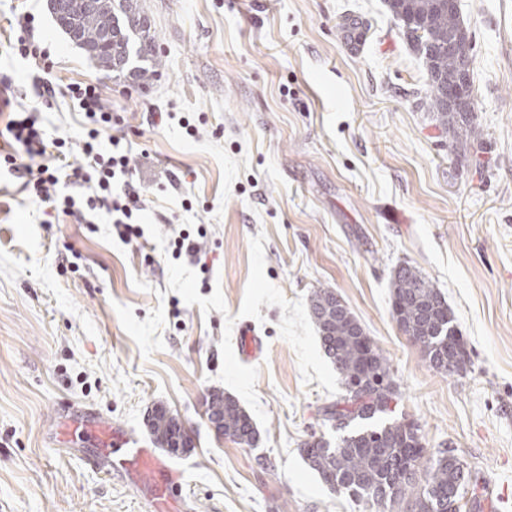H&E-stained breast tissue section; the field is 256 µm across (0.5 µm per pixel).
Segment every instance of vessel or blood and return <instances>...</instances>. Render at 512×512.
I'll list each match as a JSON object with an SVG mask.
<instances>
[{
  "label": "vessel or blood",
  "mask_w": 512,
  "mask_h": 512,
  "mask_svg": "<svg viewBox=\"0 0 512 512\" xmlns=\"http://www.w3.org/2000/svg\"><path fill=\"white\" fill-rule=\"evenodd\" d=\"M81 424L86 431L102 438L103 448L91 458L92 467L103 473L121 470L132 474L149 489L155 512H168L162 497L164 492L180 489V474L152 449L138 446L129 435L105 425L95 411H86Z\"/></svg>",
  "instance_id": "obj_1"
}]
</instances>
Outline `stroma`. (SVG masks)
Segmentation results:
<instances>
[{
  "label": "stroma",
  "instance_id": "obj_1",
  "mask_svg": "<svg viewBox=\"0 0 512 512\" xmlns=\"http://www.w3.org/2000/svg\"><path fill=\"white\" fill-rule=\"evenodd\" d=\"M163 65L146 84L108 77L55 25L47 0H0V99L40 103L11 54L17 19L59 87L96 83L132 144L142 237L80 224L21 189L0 162V512H150L124 474L92 469L85 409L182 474L186 512H376L329 492L300 455L335 439L323 409L343 393L310 314L329 288L387 357L393 419L475 478L462 512H512V0H459L472 34L480 136L466 160L425 105L428 77L385 0H138ZM364 22L347 54L344 16ZM41 118L83 159V116L57 97ZM195 135H188L187 126ZM196 258H172L180 234ZM444 295L470 353L431 369L391 315L396 267ZM261 353L239 355L240 334ZM214 392L255 421L248 448L205 414ZM165 406L192 442L156 447Z\"/></svg>",
  "mask_w": 512,
  "mask_h": 512
}]
</instances>
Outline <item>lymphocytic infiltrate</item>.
Instances as JSON below:
<instances>
[{"label": "lymphocytic infiltrate", "instance_id": "f902f5d3", "mask_svg": "<svg viewBox=\"0 0 512 512\" xmlns=\"http://www.w3.org/2000/svg\"><path fill=\"white\" fill-rule=\"evenodd\" d=\"M67 94L77 100L89 123L81 144L82 162L67 161L61 150L48 155L43 126L37 115L27 112L12 119L6 127L10 140L21 147L22 153L5 156V163L22 174L24 189L55 203L63 214L77 216L85 209L98 210L107 215L121 240L139 237L143 209L139 193L131 189L119 196L112 193L114 180L128 173V156L120 141H113L108 149L99 142L102 130L112 125L111 111L104 105L96 84H70ZM63 181L84 187V194H60L58 186Z\"/></svg>", "mask_w": 512, "mask_h": 512}]
</instances>
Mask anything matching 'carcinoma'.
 <instances>
[{"instance_id": "cac0c4a2", "label": "carcinoma", "mask_w": 512, "mask_h": 512, "mask_svg": "<svg viewBox=\"0 0 512 512\" xmlns=\"http://www.w3.org/2000/svg\"><path fill=\"white\" fill-rule=\"evenodd\" d=\"M63 3V11L55 16L61 30L66 33L75 25L83 43L98 45L109 11L91 7L90 0ZM388 9L401 17L404 35L427 71L428 111L448 133L450 150L467 156L471 140L478 136L475 115L445 104L447 90L458 79L460 59L472 51L469 42L448 51V35L461 17L445 10L440 0H398ZM117 12L132 22V29L112 49L100 47V66L111 73L126 71L137 83L148 82L162 67L148 17L136 0H122ZM393 288L392 318L423 349L429 366L445 374L467 371L469 357L456 336L454 317L441 292L407 263L395 270ZM310 308L324 353L345 388V394L324 407V416L338 430L356 421L361 425L341 436L334 447L322 437L305 443L300 453L306 464L328 491L369 503L381 512L403 502L410 505V512H460L466 491L458 471L448 462L453 450L440 448L426 455L418 425L413 432L401 421L381 427L366 425L386 412L396 397L388 359L377 348L371 362L365 361L364 329L332 289L314 291ZM208 416L224 436L238 444L254 445L257 428L233 397L215 394L208 403ZM151 421L150 432L158 445L171 448L182 439L181 428L165 410L155 411Z\"/></svg>"}]
</instances>
